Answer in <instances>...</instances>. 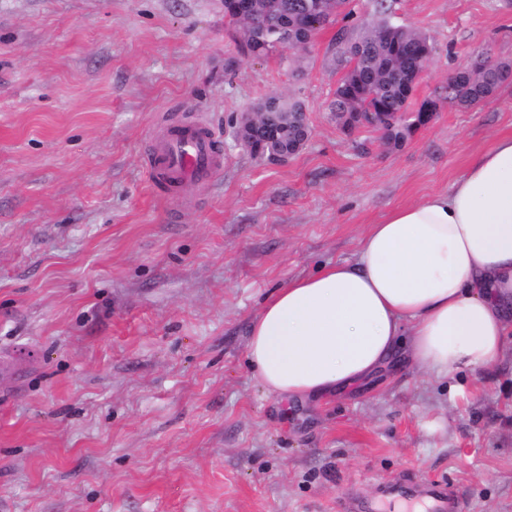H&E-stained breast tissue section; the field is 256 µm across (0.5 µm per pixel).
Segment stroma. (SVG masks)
I'll return each mask as SVG.
<instances>
[{"instance_id":"35a3bbf8","label":"stroma","mask_w":512,"mask_h":512,"mask_svg":"<svg viewBox=\"0 0 512 512\" xmlns=\"http://www.w3.org/2000/svg\"><path fill=\"white\" fill-rule=\"evenodd\" d=\"M433 43L402 145L344 129L335 27L253 59L224 0H0V512H348L435 478L467 512H512V336L493 364L396 362L329 399L284 401L247 363L253 317L290 279L356 259L393 208L447 192L512 133V82L471 108L448 76L512 62V0H395ZM278 92L311 128L287 162L232 142ZM203 115L214 179L160 191L163 121Z\"/></svg>"}]
</instances>
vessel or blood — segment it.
<instances>
[{
    "mask_svg": "<svg viewBox=\"0 0 512 512\" xmlns=\"http://www.w3.org/2000/svg\"><path fill=\"white\" fill-rule=\"evenodd\" d=\"M157 172L175 182L209 180L223 166L222 154L205 124L199 119L175 120L155 138L152 154ZM390 492L424 505L425 512H460L457 500L438 484L410 488L395 482Z\"/></svg>",
    "mask_w": 512,
    "mask_h": 512,
    "instance_id": "obj_1",
    "label": "vessel or blood"
}]
</instances>
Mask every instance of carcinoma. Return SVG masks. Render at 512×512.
<instances>
[{"instance_id":"carcinoma-1","label":"carcinoma","mask_w":512,"mask_h":512,"mask_svg":"<svg viewBox=\"0 0 512 512\" xmlns=\"http://www.w3.org/2000/svg\"><path fill=\"white\" fill-rule=\"evenodd\" d=\"M314 0H256L252 20L239 26L243 50L255 57H267L279 51H302L317 28L313 27L308 5ZM353 0H328L321 27L336 23L339 16L352 14ZM341 62L348 68L335 90L333 106L337 112H381L386 121L384 138L401 145L413 126L421 121L405 118L415 91L413 75L424 69L433 46L418 30L396 24L388 17L358 35L345 27L336 32ZM512 72V66L485 57V68L476 74L460 68L448 76V98L472 107L491 98ZM251 111L260 113L253 133L283 130L281 146L288 152V141L306 144L310 128L302 105L283 94H272L255 104Z\"/></svg>"}]
</instances>
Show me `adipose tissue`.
I'll return each mask as SVG.
<instances>
[{
  "instance_id": "ef3b65f1",
  "label": "adipose tissue",
  "mask_w": 512,
  "mask_h": 512,
  "mask_svg": "<svg viewBox=\"0 0 512 512\" xmlns=\"http://www.w3.org/2000/svg\"><path fill=\"white\" fill-rule=\"evenodd\" d=\"M512 334V134L450 190L367 225L352 263L323 265L264 301L248 361L271 394L325 398L393 361L445 373L498 359Z\"/></svg>"
}]
</instances>
